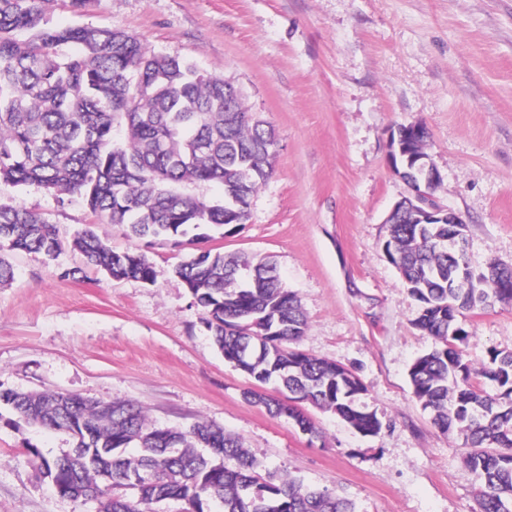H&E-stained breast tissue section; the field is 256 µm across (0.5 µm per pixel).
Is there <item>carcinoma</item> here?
Instances as JSON below:
<instances>
[{"mask_svg":"<svg viewBox=\"0 0 512 512\" xmlns=\"http://www.w3.org/2000/svg\"><path fill=\"white\" fill-rule=\"evenodd\" d=\"M47 0H0V181L37 185L64 201L78 195L101 224H123L130 236L183 252L175 274L192 289L200 322L224 361L254 382L276 384L333 412L364 436L381 428L359 410L364 387L349 369L299 349L306 317L275 266L242 253L198 255L210 225L244 224L235 187L254 196L273 173V129L235 101L224 105V78L177 56L147 52L121 31L43 23ZM26 32L20 40L16 33ZM127 129L124 142L115 131ZM224 184V201L180 191L184 183ZM451 224L389 225L386 253L421 314L415 326L433 348L410 366L415 398L443 432L464 438L465 461L481 483L478 512H512V352L493 351L473 384L472 369L453 336L457 318L493 298L512 302V265L489 262L483 279L462 281L464 251ZM72 245L85 263L109 277L150 281L145 255L116 252L91 227ZM57 228L40 215L0 203V285L14 279L7 253L54 259ZM27 421L70 433L75 446L47 458L36 448L44 478L70 497H112V512H146L152 501H180L184 512H356L352 500L261 465L240 439L197 423L187 430L150 427L141 408L108 409L78 395L26 396L0 390V405ZM209 450L195 451V445ZM132 470L144 474L136 498L113 495Z\"/></svg>","mask_w":512,"mask_h":512,"instance_id":"obj_1","label":"carcinoma"}]
</instances>
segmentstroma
Returning <instances> with one entry per match:
<instances>
[{"instance_id":"stroma-1","label":"stroma","mask_w":512,"mask_h":512,"mask_svg":"<svg viewBox=\"0 0 512 512\" xmlns=\"http://www.w3.org/2000/svg\"><path fill=\"white\" fill-rule=\"evenodd\" d=\"M51 27L112 28L148 52L177 55L240 87L275 131L272 176L246 223L212 228L207 249L273 262L307 317L310 355L352 370L364 436L309 408L317 436L245 399L252 380L224 360L174 272L180 252L98 224L79 197L0 183V202L41 214L65 247L56 260L16 254L0 286V390L61 391L142 408L149 423H212L267 469L355 502L357 512H477L479 480L456 435L442 432L408 377L434 342L390 263L384 220L410 187L389 156L393 130L424 125L441 175L435 201L468 221L475 270L512 264V0H47ZM90 226L114 250L146 255L155 277L113 280L71 244ZM473 371L512 352V304L464 312ZM72 439L0 406V512H94L55 492L48 458Z\"/></svg>"}]
</instances>
